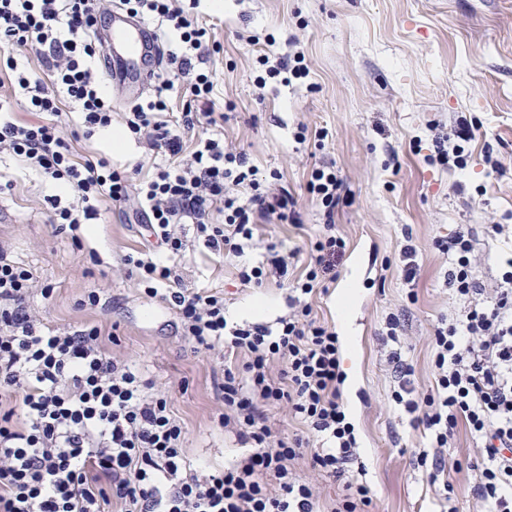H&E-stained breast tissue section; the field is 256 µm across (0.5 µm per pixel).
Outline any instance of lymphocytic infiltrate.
Here are the masks:
<instances>
[{
  "mask_svg": "<svg viewBox=\"0 0 512 512\" xmlns=\"http://www.w3.org/2000/svg\"><path fill=\"white\" fill-rule=\"evenodd\" d=\"M120 4L131 16L158 19L178 40L170 61L186 99L179 120L163 119L160 97L130 104L123 114L127 131L167 156V164L136 184L108 157L77 153L65 132L63 96L76 104L84 137L112 125V94L96 66L104 50L99 0H0V47L34 50L52 75L43 82L7 57L15 85L41 118L1 120L0 153L60 184L68 201L51 202L56 232L74 234L97 220L103 198L144 218L151 248L124 255L127 274L174 311L189 341L224 349L218 421L236 433L244 453L216 470L192 466L186 428L168 397L135 363L112 353L100 326L47 327L30 301L51 297L53 287L12 261L1 240L0 512H109L114 504L120 512H318L313 487L295 471L306 454L313 468L339 482L335 512H369L371 489L345 469L356 456V438L340 390V339L313 317L309 302L334 279L346 248L335 224L347 201L344 181L333 164L311 170L307 191L323 224L287 314L271 324L228 321L223 295L187 287L178 267L157 253H181L191 233L214 254L239 259L242 285L287 279L288 258L274 245L257 262L245 254L257 247L258 225L301 223L297 201L278 172L260 169L222 138L185 147L186 131L218 123L209 106L212 76L197 66L211 41L195 14L198 0ZM474 130L463 120L452 134L436 135L427 163L462 166ZM475 243L469 229L436 239L461 308L440 317L431 338L434 391L412 398L402 384L391 398L425 435L416 464L428 469L431 482L445 475L444 451L465 424L481 443L475 496L489 512H512V252L500 254L501 274L488 286L472 273ZM284 405L305 434L291 436L271 423V409Z\"/></svg>",
  "mask_w": 512,
  "mask_h": 512,
  "instance_id": "obj_1",
  "label": "lymphocytic infiltrate"
}]
</instances>
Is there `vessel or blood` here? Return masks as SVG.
I'll list each match as a JSON object with an SVG mask.
<instances>
[{"label": "vessel or blood", "instance_id": "vessel-or-blood-1", "mask_svg": "<svg viewBox=\"0 0 512 512\" xmlns=\"http://www.w3.org/2000/svg\"><path fill=\"white\" fill-rule=\"evenodd\" d=\"M100 36L107 57V78L121 82L132 97H140L151 78L143 62L158 48L154 29L144 21H132L114 11Z\"/></svg>", "mask_w": 512, "mask_h": 512}]
</instances>
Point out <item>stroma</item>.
Returning a JSON list of instances; mask_svg holds the SVG:
<instances>
[{
	"instance_id": "obj_1",
	"label": "stroma",
	"mask_w": 512,
	"mask_h": 512,
	"mask_svg": "<svg viewBox=\"0 0 512 512\" xmlns=\"http://www.w3.org/2000/svg\"><path fill=\"white\" fill-rule=\"evenodd\" d=\"M198 12L220 46L204 67L215 75L213 109L224 115L226 144L245 149L260 168L280 172L298 201L301 224H265L258 231L260 245L299 249L290 278L303 273L321 222L306 190L314 159L335 161L348 186L352 203L336 216L347 250L335 282L311 304L343 342L342 395L358 442L352 469L374 492L373 512H437L435 488L414 463L425 440L391 400L394 377L379 332L389 313L403 314L411 386L429 393L434 326L459 309L435 238L473 229L475 277L490 285L500 274L503 244L488 227L512 225V168L492 172L486 158L512 160V0H200ZM268 34L273 42H265ZM253 35L260 36L258 45L249 44ZM297 45L309 63L308 78L256 83L257 55L274 60ZM126 107L123 89H115L112 133L80 139L76 148L147 178L156 162L137 138H127L124 150L112 147ZM463 116L476 127L465 145L466 168L429 166L436 131L451 130ZM302 126L309 136L301 144L296 134ZM321 128L329 132L322 141L313 137ZM0 178L10 182L0 189V203L9 209L0 237L11 242L15 262L55 289L51 298L32 300L47 325L114 329V352L140 363L169 394L193 463L219 467L239 457L236 435L217 424L224 354L194 348L177 333L176 315L126 277L121 259L138 250L143 237L123 208L100 202L98 220L75 241L51 228L46 199L55 192L52 184L7 156H0ZM407 233L420 266L411 287L400 252ZM176 263L187 286L223 293L236 321L271 322L288 311L286 289L241 285L233 264L195 240ZM411 289L416 299H408ZM93 290L100 307L81 306ZM259 299L267 307L256 313L252 305ZM479 448L465 427H457L447 457L457 512L483 510L472 492Z\"/></svg>"
}]
</instances>
